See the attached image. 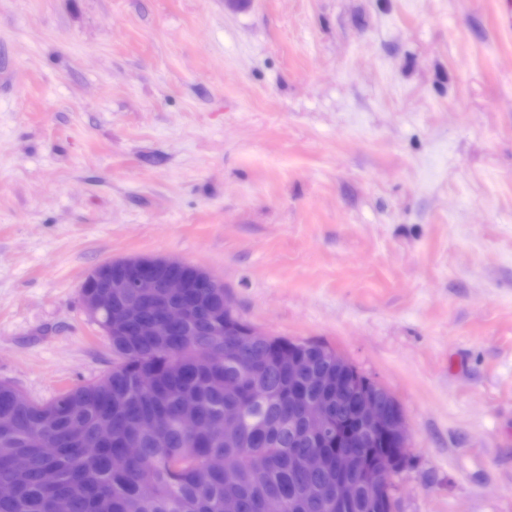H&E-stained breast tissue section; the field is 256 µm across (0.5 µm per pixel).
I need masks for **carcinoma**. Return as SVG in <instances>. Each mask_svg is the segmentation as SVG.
I'll use <instances>...</instances> for the list:
<instances>
[{
	"mask_svg": "<svg viewBox=\"0 0 512 512\" xmlns=\"http://www.w3.org/2000/svg\"><path fill=\"white\" fill-rule=\"evenodd\" d=\"M175 303L197 312L177 336H110L116 361L94 382L77 386L46 403L20 399L16 388L0 382V484L12 489L0 498V512H224V494L232 492L239 512H268L280 502L283 512H336L329 490L330 471L309 474L293 464L313 449L301 440L302 421L288 401V389L326 401L336 414V389H324L311 375H336V363L320 357L310 341L274 336L241 340L224 335V295L190 288ZM165 299L141 302V315L161 319ZM296 349L309 359L310 374L290 376L275 363L278 350ZM199 406L200 431L181 422V399ZM240 412L238 434L220 432L224 411ZM163 412L167 426L148 428ZM102 423L112 441L83 455ZM136 438L141 452L122 458ZM53 448L51 454L42 444ZM213 454L228 458L240 480L230 486L224 471L211 469ZM29 461L24 473L12 459ZM343 512H385L384 504L357 488Z\"/></svg>",
	"mask_w": 512,
	"mask_h": 512,
	"instance_id": "1",
	"label": "carcinoma"
}]
</instances>
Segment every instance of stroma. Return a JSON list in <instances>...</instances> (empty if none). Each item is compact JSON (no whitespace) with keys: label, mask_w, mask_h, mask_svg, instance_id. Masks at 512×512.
Masks as SVG:
<instances>
[{"label":"stroma","mask_w":512,"mask_h":512,"mask_svg":"<svg viewBox=\"0 0 512 512\" xmlns=\"http://www.w3.org/2000/svg\"><path fill=\"white\" fill-rule=\"evenodd\" d=\"M505 0H0V382L112 368L97 266L210 271L409 426L399 512H512Z\"/></svg>","instance_id":"stroma-1"}]
</instances>
